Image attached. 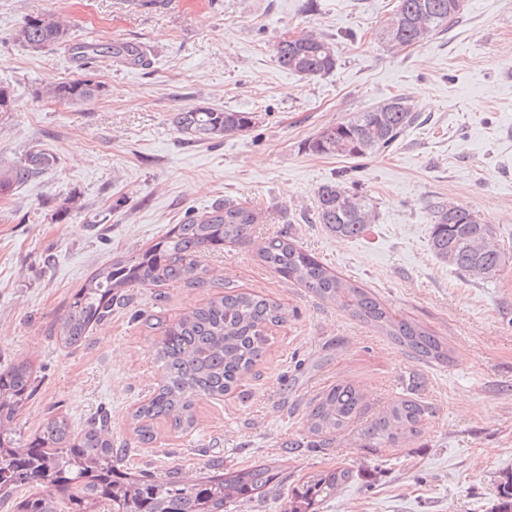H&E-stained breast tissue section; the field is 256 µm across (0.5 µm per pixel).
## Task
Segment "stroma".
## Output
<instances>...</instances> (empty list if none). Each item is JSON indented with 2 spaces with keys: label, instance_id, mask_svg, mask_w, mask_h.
Masks as SVG:
<instances>
[{
  "label": "stroma",
  "instance_id": "obj_1",
  "mask_svg": "<svg viewBox=\"0 0 512 512\" xmlns=\"http://www.w3.org/2000/svg\"><path fill=\"white\" fill-rule=\"evenodd\" d=\"M0 0V166L34 146L55 163L0 193V366L34 367L37 390L22 433L65 415L84 428L111 415L112 449L124 467L158 477L198 475L213 464L257 462L286 477L226 512H285L299 480L338 466L350 482L319 512H493L497 484L512 475V269L477 280L429 248L431 208L454 202L491 224L512 256V0H465L448 33L404 48L379 36L398 0ZM57 12L75 43L138 46L135 65L116 56L94 66L67 46L14 40L25 18ZM334 38L338 62L309 79L277 63L284 33ZM92 76L102 91L83 104L44 97L51 81ZM401 96L418 123L388 150L364 159L307 149L322 128ZM205 105L255 113L247 133L210 141L180 135V109ZM339 182L375 210L370 230L339 238L314 219L317 191ZM235 199L256 209L245 243L208 254L211 273L288 310L271 328L255 376L197 404L187 434L161 431L137 446L132 415L160 381L158 332L135 311L177 321L216 294L180 284L133 288L128 304L94 325L80 345L57 339L71 294L92 272L152 245L186 212ZM337 275L375 293L397 314L447 340L450 359L425 363L350 314L281 278L256 255L279 231ZM339 383L365 396L363 419L412 396L434 410L396 448L355 447L352 423L330 448H303L310 402Z\"/></svg>",
  "mask_w": 512,
  "mask_h": 512
}]
</instances>
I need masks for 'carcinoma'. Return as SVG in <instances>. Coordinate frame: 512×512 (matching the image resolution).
<instances>
[{
    "label": "carcinoma",
    "instance_id": "1",
    "mask_svg": "<svg viewBox=\"0 0 512 512\" xmlns=\"http://www.w3.org/2000/svg\"><path fill=\"white\" fill-rule=\"evenodd\" d=\"M456 18L451 0H399L380 36L395 49L407 47L447 32ZM67 38L66 24L54 13L25 19L14 35L17 43L31 49L63 44ZM274 54L280 66L310 79L330 74L337 65L332 38L314 32L279 37ZM100 92L101 85L91 78L53 82L44 88L51 98L72 104L91 101ZM417 117L407 100L393 97L322 128L307 149L316 155L364 158L394 145ZM255 120L252 112L192 106L175 113L173 124L180 134L201 141L246 132ZM54 162L45 150L30 149L22 161L0 167V191L29 181ZM316 220L331 234L351 238L367 231L375 213L366 200L344 186L327 183L317 193ZM256 223V211L227 200L201 215L189 213L148 248L95 270L66 304L60 340L71 346L83 342L93 324L108 319L112 308L127 304L128 288L210 282L224 289L174 323L157 315H136L161 333L154 350L161 382L133 414V432L141 446L157 440L159 422L176 433L191 432L197 402L236 389L267 351L268 329L288 322V310L282 305L259 294L231 290L230 281L210 278L202 263L205 254L223 250L226 242L248 241ZM492 239L491 225L468 208L445 202L434 206L430 249L454 270L487 282L497 278L509 256L501 248L485 246ZM258 255L266 267L348 311L415 358L430 364L448 362V345L440 337L397 315L369 290L333 273L297 247L288 233L267 237ZM35 392L28 362L0 368V501L27 487L16 512H224L226 503L250 502L279 478V472L264 462L198 478L133 477L112 459L110 417L105 412L78 432L66 417L52 415L34 437L23 435L18 420ZM362 410L363 397L352 384H337L321 394L308 412L307 447H331ZM432 414L428 405L400 397L360 429L356 445L376 449L404 444ZM352 478V471L341 467L309 476L288 492L287 512H317L320 502ZM45 482L55 487L58 497L37 492ZM497 494L498 512H512V475L498 485Z\"/></svg>",
    "mask_w": 512,
    "mask_h": 512
}]
</instances>
